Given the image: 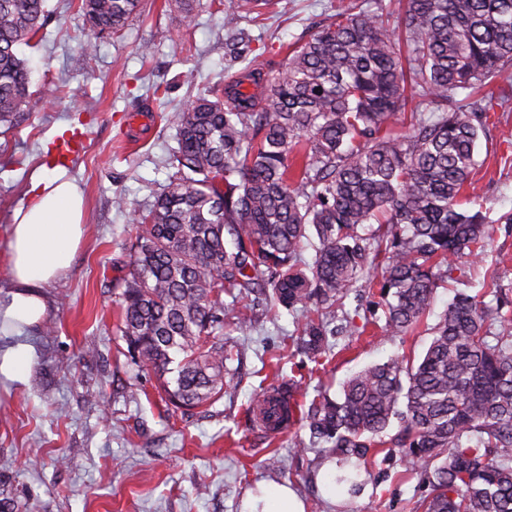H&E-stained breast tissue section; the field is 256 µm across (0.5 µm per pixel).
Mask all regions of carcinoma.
I'll use <instances>...</instances> for the list:
<instances>
[{
    "label": "carcinoma",
    "mask_w": 512,
    "mask_h": 512,
    "mask_svg": "<svg viewBox=\"0 0 512 512\" xmlns=\"http://www.w3.org/2000/svg\"><path fill=\"white\" fill-rule=\"evenodd\" d=\"M140 2L79 10L97 34H117ZM268 4L238 0L224 29ZM47 20L45 0H0V122L27 103L18 48ZM507 64L512 0H398L386 14L342 3L278 76L246 69L224 94L191 99L177 114L176 172L149 209H132L131 270L116 278L128 353L165 399L191 410L224 390V343L210 336L224 328L226 292L269 287L274 304L305 312L296 349L313 356L361 280L379 290L386 330L416 327L459 255L485 250L486 218L460 197L487 113L509 98L478 92ZM413 89L431 117L406 110ZM407 111L408 132L391 135ZM495 300L456 294L418 360L370 365L341 398L311 402L312 438L345 460L398 450L433 488L412 512H512V336L506 325L488 336L487 314L506 304ZM258 407L267 423L281 410L270 393Z\"/></svg>",
    "instance_id": "carcinoma-1"
}]
</instances>
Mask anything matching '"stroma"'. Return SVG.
<instances>
[{"mask_svg":"<svg viewBox=\"0 0 512 512\" xmlns=\"http://www.w3.org/2000/svg\"><path fill=\"white\" fill-rule=\"evenodd\" d=\"M338 0H279L263 25L224 28L233 0H201L192 22L167 0H143L120 33L84 53L78 0H47L39 47L24 48L29 104L0 125V300L13 286L8 261L13 212L45 169L54 137L83 121L85 144L66 172L86 200L85 234L64 278L42 290V320L0 331V347L29 345L24 380L0 375V512H243L261 486L287 485L305 512H412L428 494L399 454L339 462L312 442L299 419L269 435L250 412L254 398L291 387L298 404L337 397L352 374L391 358L421 357L456 292L501 288L512 295V111L494 112L480 135L471 190L487 215L482 255L458 259L461 277L437 288L421 324L403 335L357 328L375 309L371 289L350 294L354 329L335 319L329 353L296 350L305 318L251 294L225 297L247 318L225 324L232 357L216 402L189 411L162 401L154 375L138 370L118 329V268L130 261L134 226L119 199L145 207L167 184L178 149L176 116L205 90L223 91L245 67L276 75L289 48L331 20ZM150 55H142L143 45ZM63 95L49 101L48 85ZM345 472L355 492L335 486Z\"/></svg>","mask_w":512,"mask_h":512,"instance_id":"obj_1","label":"stroma"}]
</instances>
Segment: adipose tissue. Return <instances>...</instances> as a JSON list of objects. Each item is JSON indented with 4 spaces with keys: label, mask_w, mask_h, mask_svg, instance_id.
Listing matches in <instances>:
<instances>
[{
    "label": "adipose tissue",
    "mask_w": 512,
    "mask_h": 512,
    "mask_svg": "<svg viewBox=\"0 0 512 512\" xmlns=\"http://www.w3.org/2000/svg\"><path fill=\"white\" fill-rule=\"evenodd\" d=\"M84 200L64 170L37 175L27 203L13 217L10 262L15 289L4 311L16 327L37 323L46 305L41 287L59 281L69 269L84 234Z\"/></svg>",
    "instance_id": "1"
}]
</instances>
